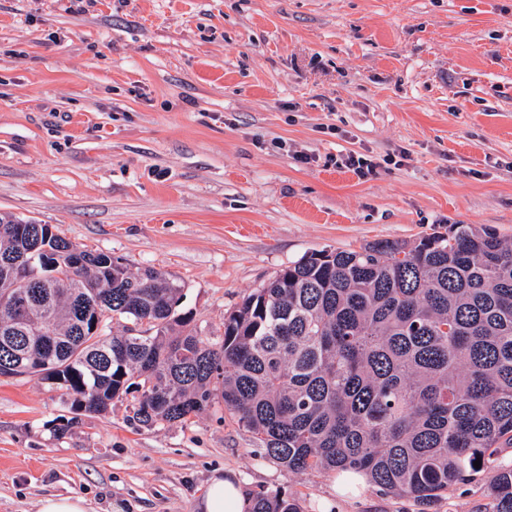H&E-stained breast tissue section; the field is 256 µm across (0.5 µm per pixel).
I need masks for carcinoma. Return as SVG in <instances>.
Here are the masks:
<instances>
[{
    "label": "carcinoma",
    "instance_id": "cac0c4a2",
    "mask_svg": "<svg viewBox=\"0 0 512 512\" xmlns=\"http://www.w3.org/2000/svg\"><path fill=\"white\" fill-rule=\"evenodd\" d=\"M31 250L50 265L27 277ZM181 297L165 273L0 217V376L63 390L73 417L56 431L132 392L145 428L222 402L291 473L357 470L427 506L485 471L493 512H512V466L494 465L512 448V240L451 224L313 251L245 295L215 342ZM250 512L299 509L276 490Z\"/></svg>",
    "mask_w": 512,
    "mask_h": 512
}]
</instances>
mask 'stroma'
Here are the masks:
<instances>
[{
  "label": "stroma",
  "instance_id": "obj_1",
  "mask_svg": "<svg viewBox=\"0 0 512 512\" xmlns=\"http://www.w3.org/2000/svg\"><path fill=\"white\" fill-rule=\"evenodd\" d=\"M373 160L362 178L341 164ZM153 268L216 340L314 250L452 224L512 239V0H0V215ZM0 376V512H196L210 479L300 512H492L485 474L421 508L288 472L223 406L150 429ZM250 512H300L294 499L281 490L263 491L252 497ZM38 512H88L86 500L78 495L46 497L39 503Z\"/></svg>",
  "mask_w": 512,
  "mask_h": 512
}]
</instances>
